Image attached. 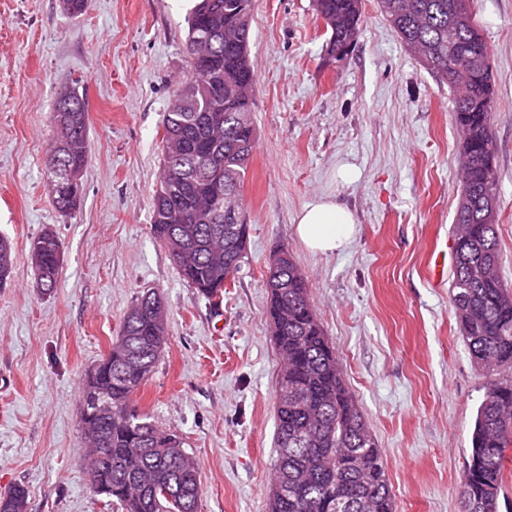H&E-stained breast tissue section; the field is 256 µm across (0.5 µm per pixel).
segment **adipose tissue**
Listing matches in <instances>:
<instances>
[{
    "label": "adipose tissue",
    "instance_id": "adipose-tissue-1",
    "mask_svg": "<svg viewBox=\"0 0 512 512\" xmlns=\"http://www.w3.org/2000/svg\"><path fill=\"white\" fill-rule=\"evenodd\" d=\"M296 232L311 251L333 253L349 242L354 232V220L345 208L321 199L310 203L301 212Z\"/></svg>",
    "mask_w": 512,
    "mask_h": 512
}]
</instances>
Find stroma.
<instances>
[{"instance_id":"1","label":"stroma","mask_w":512,"mask_h":512,"mask_svg":"<svg viewBox=\"0 0 512 512\" xmlns=\"http://www.w3.org/2000/svg\"><path fill=\"white\" fill-rule=\"evenodd\" d=\"M194 0H0V236L14 247L0 285V492L29 512H119L90 489L79 420L82 378L132 302L156 290L169 340L137 407L179 434L199 464L197 512H267L281 358L264 280L287 248L383 459L395 512H461L476 409L491 382L428 262L454 240L461 191L455 92L363 0L361 35L340 59L314 0H253L249 61L257 140L243 186L249 245L221 307L197 296L151 231L159 129L189 73ZM496 88L500 272L512 284V0H474ZM80 80L90 160L80 207L53 206L44 155L59 92ZM327 198L356 225L335 254L309 251L295 224ZM58 236V283L42 294L28 257ZM28 492L25 486L15 485L0 497V512H27Z\"/></svg>"}]
</instances>
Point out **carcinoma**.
I'll list each match as a JSON object with an SVG mask.
<instances>
[{
  "label": "carcinoma",
  "mask_w": 512,
  "mask_h": 512,
  "mask_svg": "<svg viewBox=\"0 0 512 512\" xmlns=\"http://www.w3.org/2000/svg\"><path fill=\"white\" fill-rule=\"evenodd\" d=\"M253 0H198L187 18L190 72L162 124L163 163L151 229L184 280L213 305L241 269L249 225L242 188L255 145L249 63ZM401 41L424 67L451 82L469 61L471 82L457 92L456 122L464 132L463 184L458 198L451 281L459 329L479 367H512V288L500 274L498 170L492 134L496 95L487 47L473 10L458 0H377ZM334 58L360 35L362 0H315ZM88 104L80 82L58 95L52 113L57 138L46 154L50 192L64 215L81 203L89 162ZM38 287L57 286L61 244L46 231L30 242ZM14 263L11 241L0 237V284ZM266 311L282 364L277 381L276 459L268 512H394L373 434L348 389L336 351L324 333L307 281L290 259L269 271ZM146 293L126 312L108 353L83 381L80 424L87 438L93 492L122 512H196L202 494L197 462L181 438L138 411L136 398L167 342L168 316ZM105 397L112 416L92 402ZM470 455L460 486L463 512H498L507 451L512 447V383H492L474 417ZM0 512H28V492L16 485L0 497Z\"/></svg>",
  "instance_id": "carcinoma-1"
}]
</instances>
